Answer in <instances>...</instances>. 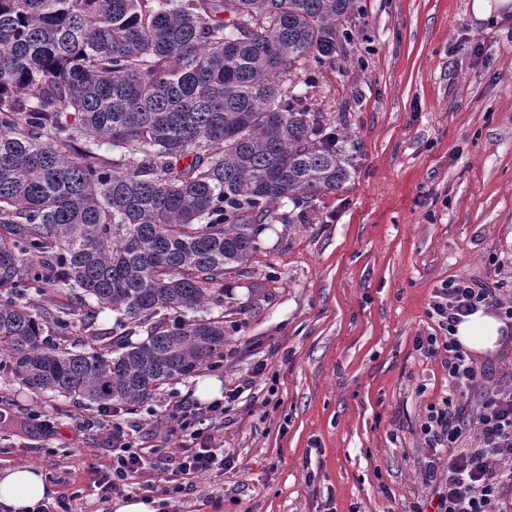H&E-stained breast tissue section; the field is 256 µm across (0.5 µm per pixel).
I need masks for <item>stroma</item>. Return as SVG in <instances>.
I'll list each match as a JSON object with an SVG mask.
<instances>
[{
    "label": "stroma",
    "instance_id": "35a3bbf8",
    "mask_svg": "<svg viewBox=\"0 0 512 512\" xmlns=\"http://www.w3.org/2000/svg\"><path fill=\"white\" fill-rule=\"evenodd\" d=\"M473 0H359L349 40L308 94L359 150L342 189L266 232L224 278V366L138 408L136 442L167 437L171 394L207 403L201 383L239 389L205 421L223 469L159 512H436L420 431L448 388L435 291L451 279L512 290V11L476 18ZM0 471L40 470L73 512H109L95 468L101 432H75L82 406L0 378ZM55 417L40 437L36 415Z\"/></svg>",
    "mask_w": 512,
    "mask_h": 512
}]
</instances>
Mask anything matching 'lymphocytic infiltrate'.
I'll list each match as a JSON object with an SVG mask.
<instances>
[{
	"mask_svg": "<svg viewBox=\"0 0 512 512\" xmlns=\"http://www.w3.org/2000/svg\"><path fill=\"white\" fill-rule=\"evenodd\" d=\"M431 308L443 334L426 337L418 346L429 356L441 357L448 373L445 396L427 406L421 424L427 447L448 451L446 490L437 500V512H512V371L494 374L453 336L463 317L482 308L512 328V298H503L501 289L483 281L453 279L436 292ZM471 400L476 408L470 412L466 404ZM112 417L105 409L75 420L79 430L98 426L118 450L96 481L106 496L124 492L133 477L151 466L149 452L135 448L124 426ZM170 418L169 433L182 436L184 450L169 457L163 490L185 497L194 494L195 478L223 469L224 461L179 401H172Z\"/></svg>",
	"mask_w": 512,
	"mask_h": 512,
	"instance_id": "obj_1",
	"label": "lymphocytic infiltrate"
}]
</instances>
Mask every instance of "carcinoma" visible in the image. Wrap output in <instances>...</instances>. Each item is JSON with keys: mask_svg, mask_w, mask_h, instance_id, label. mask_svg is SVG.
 <instances>
[{"mask_svg": "<svg viewBox=\"0 0 512 512\" xmlns=\"http://www.w3.org/2000/svg\"><path fill=\"white\" fill-rule=\"evenodd\" d=\"M357 0H0V353L11 380L138 407L224 365V276L348 179L295 92ZM78 301L47 321L32 296ZM112 312V331L96 328ZM92 341L48 340L75 323ZM147 336L138 339L139 329Z\"/></svg>", "mask_w": 512, "mask_h": 512, "instance_id": "carcinoma-1", "label": "carcinoma"}]
</instances>
